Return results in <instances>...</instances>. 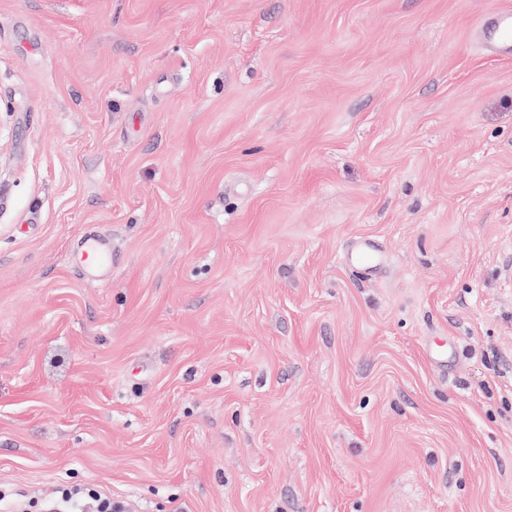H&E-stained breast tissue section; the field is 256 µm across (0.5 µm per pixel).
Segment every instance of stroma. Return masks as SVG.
<instances>
[{"mask_svg": "<svg viewBox=\"0 0 512 512\" xmlns=\"http://www.w3.org/2000/svg\"><path fill=\"white\" fill-rule=\"evenodd\" d=\"M496 6L0 0V512H512ZM474 41L498 56L512 55V9L482 14L472 27ZM76 250L85 269H112V246L108 238L86 237L78 243ZM84 491L81 489H63L59 499L44 504L45 511L83 512Z\"/></svg>", "mask_w": 512, "mask_h": 512, "instance_id": "35a3bbf8", "label": "stroma"}]
</instances>
